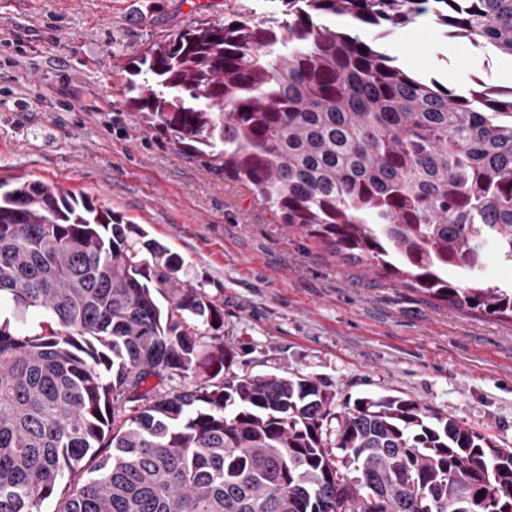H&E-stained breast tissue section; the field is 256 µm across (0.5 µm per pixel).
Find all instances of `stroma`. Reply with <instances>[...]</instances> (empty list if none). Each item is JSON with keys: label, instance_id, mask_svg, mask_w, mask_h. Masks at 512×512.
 Returning <instances> with one entry per match:
<instances>
[{"label": "stroma", "instance_id": "1", "mask_svg": "<svg viewBox=\"0 0 512 512\" xmlns=\"http://www.w3.org/2000/svg\"><path fill=\"white\" fill-rule=\"evenodd\" d=\"M263 0H0V182L83 195L182 259L221 309L232 373L319 379L332 412L399 396L512 448V318L461 310L342 261L280 224L210 157L145 124L123 67L204 23L259 19ZM399 66L459 94L512 88V58L455 42L423 14L380 39Z\"/></svg>", "mask_w": 512, "mask_h": 512}]
</instances>
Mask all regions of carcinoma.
<instances>
[{
  "label": "carcinoma",
  "mask_w": 512,
  "mask_h": 512,
  "mask_svg": "<svg viewBox=\"0 0 512 512\" xmlns=\"http://www.w3.org/2000/svg\"><path fill=\"white\" fill-rule=\"evenodd\" d=\"M267 2L152 44L134 110L341 259L512 315L483 280L485 255L512 264V89L459 95L315 22L431 13L512 57V0ZM180 268L84 196L0 183V512H512V448L454 418L396 396L333 415L318 379L230 374L201 330L223 315Z\"/></svg>",
  "instance_id": "1"
}]
</instances>
